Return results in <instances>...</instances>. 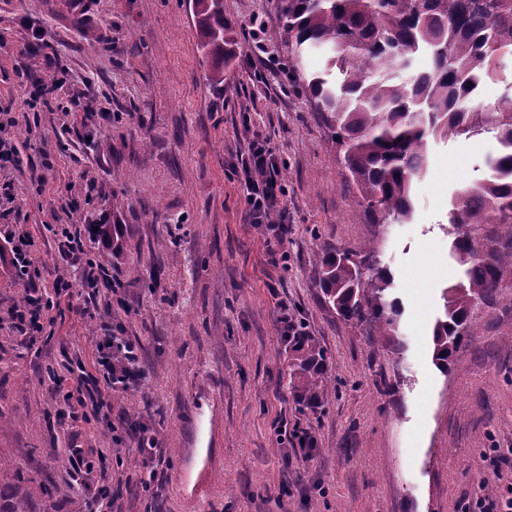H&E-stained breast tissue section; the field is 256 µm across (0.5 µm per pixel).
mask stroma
I'll use <instances>...</instances> for the list:
<instances>
[{
    "instance_id": "stroma-1",
    "label": "stroma",
    "mask_w": 512,
    "mask_h": 512,
    "mask_svg": "<svg viewBox=\"0 0 512 512\" xmlns=\"http://www.w3.org/2000/svg\"><path fill=\"white\" fill-rule=\"evenodd\" d=\"M65 0H0V237L26 234L37 274L0 264V503L24 512H84L87 488L112 512H458L499 479L488 448H512V288L478 308L474 336L443 370L432 358L442 292L461 271L450 256V201L488 177L490 133L430 138L407 224H377L344 181L339 150L288 72L281 0H223L238 45L211 84L192 0H90L66 20ZM40 53L26 54L32 36ZM62 86L35 105L41 79ZM17 125H8V117ZM284 164L285 258L247 223L238 171L253 132ZM45 181L29 180L43 159ZM118 224L122 254L92 235ZM80 228L87 260L113 288L80 285L59 250ZM372 245L400 306L394 335L346 321L319 288L323 252ZM33 297L37 341L14 310ZM303 322L330 356L323 406H298L278 319ZM135 347L142 379L99 411L64 399L67 378L105 385V331ZM157 441L144 452L141 426ZM309 429L310 454L286 431ZM93 449L80 485L74 449ZM157 471L145 481L147 466Z\"/></svg>"
}]
</instances>
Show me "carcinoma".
<instances>
[{"label":"carcinoma","instance_id":"obj_1","mask_svg":"<svg viewBox=\"0 0 512 512\" xmlns=\"http://www.w3.org/2000/svg\"><path fill=\"white\" fill-rule=\"evenodd\" d=\"M203 49L224 82L236 42L220 0H193ZM280 21L302 90L340 148L345 180L377 224H406L411 183L427 169L428 137L494 134L500 145L491 175L460 187L449 224L451 253L466 281L445 289L444 316L433 328V361L448 369L459 344L474 335V301L489 305L512 288V93L487 108L475 99L493 76L496 55L512 52V0H282ZM324 52L325 68L306 73L304 57ZM427 66L415 68L419 58ZM96 236L121 250L117 225ZM327 303L343 318L367 320L382 336L394 329L397 304L386 298L390 277L375 258L351 250L319 259ZM290 385L299 404L327 397L328 352L311 336L288 342Z\"/></svg>","mask_w":512,"mask_h":512}]
</instances>
